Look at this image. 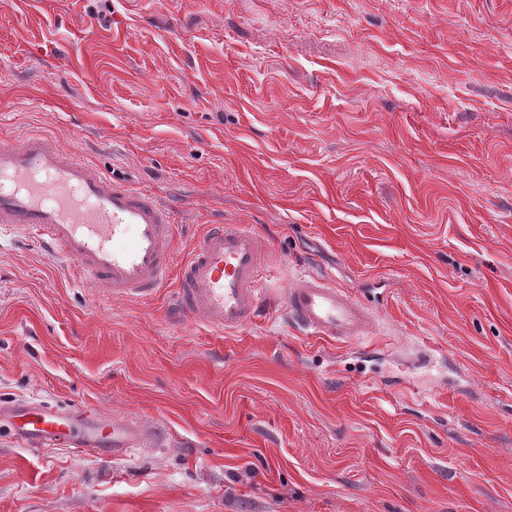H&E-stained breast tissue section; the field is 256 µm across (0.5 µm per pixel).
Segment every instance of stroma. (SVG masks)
<instances>
[{"mask_svg": "<svg viewBox=\"0 0 512 512\" xmlns=\"http://www.w3.org/2000/svg\"><path fill=\"white\" fill-rule=\"evenodd\" d=\"M160 197L187 255L250 224L376 315L228 336L103 301L0 234V406L132 423L127 456L0 431V512H512V0H0V142Z\"/></svg>", "mask_w": 512, "mask_h": 512, "instance_id": "obj_1", "label": "stroma"}]
</instances>
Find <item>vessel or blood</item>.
Segmentation results:
<instances>
[{"mask_svg": "<svg viewBox=\"0 0 512 512\" xmlns=\"http://www.w3.org/2000/svg\"><path fill=\"white\" fill-rule=\"evenodd\" d=\"M0 226L76 259L75 280L106 298L145 300L175 283L174 318L196 320L220 336L255 321L271 274L260 236L246 224L207 225L190 254L176 259L177 228L162 202L107 179L37 133L0 145ZM285 303L292 320L319 339L359 338L374 320L368 307L314 271L289 280ZM6 415L32 448L67 442L83 452L108 443L118 456L137 439L131 425L102 422L82 436L75 411L42 401L13 404Z\"/></svg>", "mask_w": 512, "mask_h": 512, "instance_id": "1", "label": "vessel or blood"}]
</instances>
